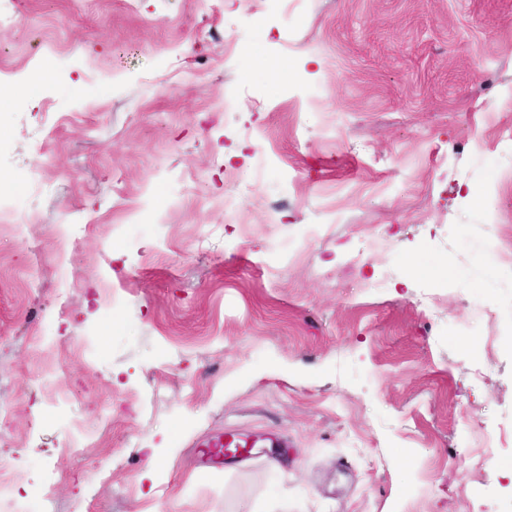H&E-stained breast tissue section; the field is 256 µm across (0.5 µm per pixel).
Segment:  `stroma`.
I'll list each match as a JSON object with an SVG mask.
<instances>
[{
    "mask_svg": "<svg viewBox=\"0 0 512 512\" xmlns=\"http://www.w3.org/2000/svg\"><path fill=\"white\" fill-rule=\"evenodd\" d=\"M505 99L512 0H0V512H512Z\"/></svg>",
    "mask_w": 512,
    "mask_h": 512,
    "instance_id": "stroma-1",
    "label": "stroma"
}]
</instances>
